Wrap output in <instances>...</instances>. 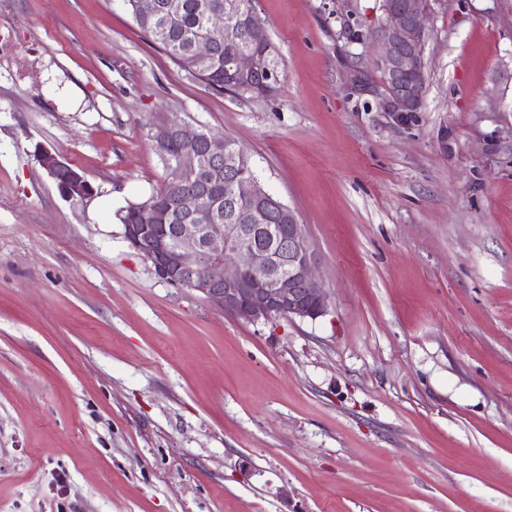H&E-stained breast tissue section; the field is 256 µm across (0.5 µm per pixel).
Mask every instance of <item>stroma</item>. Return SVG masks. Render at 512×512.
Wrapping results in <instances>:
<instances>
[{"mask_svg":"<svg viewBox=\"0 0 512 512\" xmlns=\"http://www.w3.org/2000/svg\"><path fill=\"white\" fill-rule=\"evenodd\" d=\"M256 9L284 72L259 100L181 70L125 0L0 15V512H512V0H432L402 121L381 0ZM170 113L306 224L325 316L237 320L128 246ZM36 160L40 167L57 181V183L60 179V173L66 169L69 170V182L66 186V190L58 183L62 196L69 199L76 197L77 193L85 197V199L92 196L93 188L90 182L85 176L74 171L67 163L62 161L57 154L46 148H41L36 153Z\"/></svg>","mask_w":512,"mask_h":512,"instance_id":"stroma-1","label":"stroma"}]
</instances>
